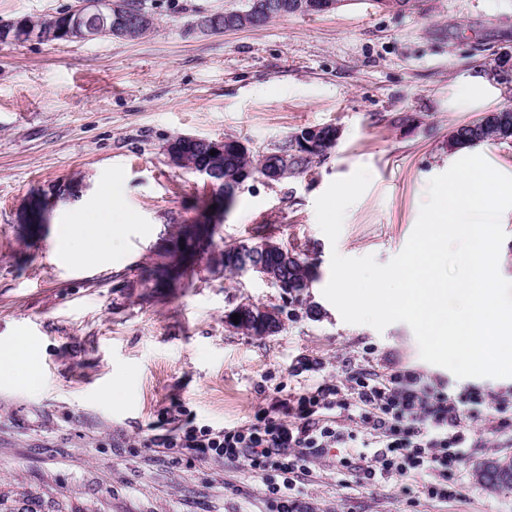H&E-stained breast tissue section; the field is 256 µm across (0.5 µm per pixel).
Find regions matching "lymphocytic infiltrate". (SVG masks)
<instances>
[{"mask_svg":"<svg viewBox=\"0 0 512 512\" xmlns=\"http://www.w3.org/2000/svg\"><path fill=\"white\" fill-rule=\"evenodd\" d=\"M491 404L497 410L493 433L511 436L512 401L507 398L493 400L478 390L454 398L413 370L353 367L343 381L305 384L274 398L243 424L218 431L192 426L151 445L240 465L261 479L276 512H303L299 483L310 474L313 460L331 448L371 449L359 468L362 482L409 474L423 478L428 498L444 500L448 476L475 447L474 423ZM346 418L359 421L365 438L343 426Z\"/></svg>","mask_w":512,"mask_h":512,"instance_id":"1","label":"lymphocytic infiltrate"}]
</instances>
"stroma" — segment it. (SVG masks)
Segmentation results:
<instances>
[{
    "label": "stroma",
    "instance_id": "stroma-1",
    "mask_svg": "<svg viewBox=\"0 0 512 512\" xmlns=\"http://www.w3.org/2000/svg\"><path fill=\"white\" fill-rule=\"evenodd\" d=\"M147 2L157 23L134 41H0V346L26 337L40 367L35 388L0 380V512H275L241 468L146 443L189 421L243 423L276 390L341 377L351 357L423 372L453 396L472 386L512 396V378H456L422 360L407 324L346 323L323 295L332 254L385 264L405 247L429 181L461 157L449 132L512 106V91L488 77L496 53L512 50V0H411L402 12L343 0L330 13L212 34L195 30L199 16L246 0ZM400 115L410 123L395 124ZM326 124L342 129L330 158L275 186L247 180L214 237L249 239L261 226L306 247L319 277L280 332L254 336L225 321L241 300L279 303L261 278L227 277L204 259L183 288L145 286L142 268L206 192L169 163L170 139L258 148ZM362 166L370 183L330 242L315 201ZM74 178L81 197L24 245V200ZM108 185L119 205L103 213ZM86 221L123 224L114 260L72 261L70 229ZM346 454L315 460L310 512H512V491L475 476L489 458H512L511 441L469 449L445 502L407 475L359 486L340 464Z\"/></svg>",
    "mask_w": 512,
    "mask_h": 512
}]
</instances>
